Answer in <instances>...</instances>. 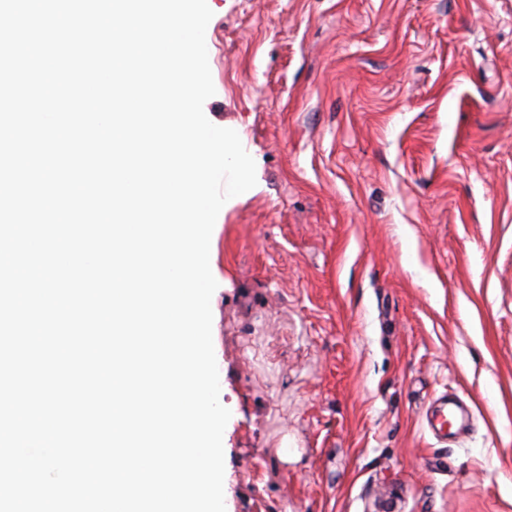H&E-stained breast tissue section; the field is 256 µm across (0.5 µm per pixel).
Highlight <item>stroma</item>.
<instances>
[{"label":"stroma","mask_w":512,"mask_h":512,"mask_svg":"<svg viewBox=\"0 0 512 512\" xmlns=\"http://www.w3.org/2000/svg\"><path fill=\"white\" fill-rule=\"evenodd\" d=\"M208 5L226 512H512V0Z\"/></svg>","instance_id":"stroma-1"}]
</instances>
